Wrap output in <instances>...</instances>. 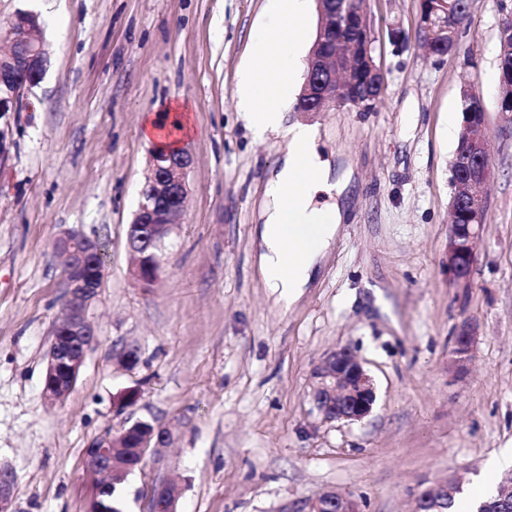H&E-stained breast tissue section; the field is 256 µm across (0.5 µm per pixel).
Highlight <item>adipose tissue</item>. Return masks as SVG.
<instances>
[{
    "mask_svg": "<svg viewBox=\"0 0 512 512\" xmlns=\"http://www.w3.org/2000/svg\"><path fill=\"white\" fill-rule=\"evenodd\" d=\"M309 0H265L267 23L252 37L250 64L237 74L235 95L258 137L283 135L286 145L261 205L259 265L266 288L277 301H293L311 282L338 231V205H318V193H342L345 181H332L331 167L318 149L316 126H285L282 106L292 100L299 49Z\"/></svg>",
    "mask_w": 512,
    "mask_h": 512,
    "instance_id": "obj_1",
    "label": "adipose tissue"
}]
</instances>
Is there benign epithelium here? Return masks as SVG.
Listing matches in <instances>:
<instances>
[{
  "mask_svg": "<svg viewBox=\"0 0 512 512\" xmlns=\"http://www.w3.org/2000/svg\"><path fill=\"white\" fill-rule=\"evenodd\" d=\"M321 16L315 45L308 58V68L302 96L307 111L322 112L336 104V68L318 50L336 33L329 26L332 5L316 0ZM32 13L18 12L9 22L5 36L10 47L0 53V84L10 87L8 97H0V114L16 112L25 94L43 78L48 58L43 43L31 35ZM194 163L186 143L175 147L174 153L151 156L147 192L142 194L133 223L145 225L144 237L149 246L161 247L168 229L180 223L188 199L187 174ZM484 220L472 224H452L448 234V276L464 281L475 262L474 244ZM56 252L62 259L68 289L64 318L55 324L47 352L43 394L55 404L71 392L89 349L96 343L93 324L86 312L98 297L99 285L91 278L95 241L75 229H66L55 241ZM475 327L468 321L460 324L454 353L459 364L469 360L473 351ZM311 401L327 420L358 422L368 417L375 406L377 394L372 376L363 363L348 349L341 348L325 355L312 372ZM170 429L152 426L142 437L140 456L147 451L159 454L168 443ZM89 472L105 476L112 472V432L107 431L86 448ZM167 484L152 488L153 503H162L165 512H177V498L166 493ZM16 476L10 465L0 462V512H14L13 500ZM331 503L315 497L300 501L281 512H326Z\"/></svg>",
  "mask_w": 512,
  "mask_h": 512,
  "instance_id": "7a95c632",
  "label": "benign epithelium"
}]
</instances>
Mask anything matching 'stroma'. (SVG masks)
<instances>
[{
  "mask_svg": "<svg viewBox=\"0 0 512 512\" xmlns=\"http://www.w3.org/2000/svg\"><path fill=\"white\" fill-rule=\"evenodd\" d=\"M264 0H0V28L37 14L48 66L20 111L0 167V461L15 512H88L85 450L138 420L173 433L120 488L148 512L176 481L178 512H281L335 491L359 512H415L427 485L456 477L489 489L512 449V122L498 110L502 4L469 0L452 56L411 35L418 0H367L386 91L371 111L288 109L321 132L333 175H348L342 222L313 282L274 302L259 271L260 204L284 138L255 140L234 96ZM410 38L402 48L388 28ZM480 95L491 174L468 280L448 276L449 116ZM183 106L195 163L181 224L150 288L130 272L127 231L149 172L147 115ZM69 228L104 247L87 311L97 341L73 390L43 397L65 280L53 243ZM475 328L458 365L454 338ZM138 350L128 366L119 355ZM345 348L375 380L364 422L328 421L312 371ZM139 394L123 407L126 391Z\"/></svg>",
  "mask_w": 512,
  "mask_h": 512,
  "instance_id": "1",
  "label": "stroma"
}]
</instances>
